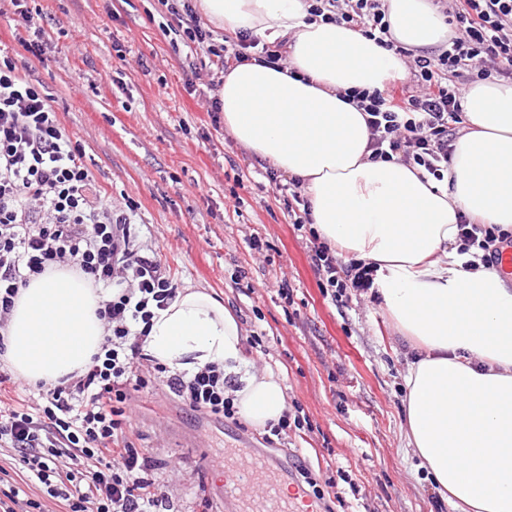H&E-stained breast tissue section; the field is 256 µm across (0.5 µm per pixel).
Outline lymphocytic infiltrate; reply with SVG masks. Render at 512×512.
<instances>
[{
	"label": "lymphocytic infiltrate",
	"mask_w": 512,
	"mask_h": 512,
	"mask_svg": "<svg viewBox=\"0 0 512 512\" xmlns=\"http://www.w3.org/2000/svg\"><path fill=\"white\" fill-rule=\"evenodd\" d=\"M435 2L456 30L447 47L408 55L405 81L372 92L350 90L344 99L365 114L373 159L424 167L440 182L462 122L465 84L512 81V0ZM168 11L172 44L205 53L217 69L252 60L276 67L287 60L282 40L239 32L215 43L192 0H173ZM308 13L380 42L389 32L382 0H309ZM82 157L49 95L0 56V329L20 288L49 269L80 271L109 295L98 312L104 340L82 372L0 400V447L14 450L27 478L65 502L68 512H160L159 485L145 473L146 451L131 438L127 407L132 392L150 383L142 363L151 320L176 297L178 283L157 254L141 251L135 205L117 206L102 195ZM458 240L461 252L490 268L500 246L512 244V229L464 216ZM310 251L319 286L332 301L371 290V264L342 261L318 241ZM156 370L191 410L235 417L231 383L219 365L190 374L161 364ZM64 456L95 460L96 468L61 469Z\"/></svg>",
	"instance_id": "1"
}]
</instances>
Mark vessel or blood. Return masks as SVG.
I'll return each instance as SVG.
<instances>
[{"instance_id": "vessel-or-blood-1", "label": "vessel or blood", "mask_w": 512, "mask_h": 512, "mask_svg": "<svg viewBox=\"0 0 512 512\" xmlns=\"http://www.w3.org/2000/svg\"><path fill=\"white\" fill-rule=\"evenodd\" d=\"M224 473V491L234 499L238 512H294L282 485L270 476L261 460L256 458H220Z\"/></svg>"}]
</instances>
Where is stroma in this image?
<instances>
[{
  "instance_id": "1",
  "label": "stroma",
  "mask_w": 512,
  "mask_h": 512,
  "mask_svg": "<svg viewBox=\"0 0 512 512\" xmlns=\"http://www.w3.org/2000/svg\"><path fill=\"white\" fill-rule=\"evenodd\" d=\"M28 6L50 52L39 61L24 49L10 0H0V48L31 67L113 203L136 205L143 251H157L180 287L215 294L247 336L262 337L272 353L246 345L248 370L278 374L308 420L283 433L276 453L262 430L190 410L154 374L129 405L133 439L168 512H224L215 456L227 448L301 460L336 482L333 512H451L408 445L402 337L371 294L343 306L322 294L309 240L276 199L285 177L270 181L256 157L210 125L219 76L207 57L174 51L160 0Z\"/></svg>"
}]
</instances>
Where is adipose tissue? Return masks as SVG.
Returning <instances> with one entry per match:
<instances>
[{"label": "adipose tissue", "instance_id": "adipose-tissue-1", "mask_svg": "<svg viewBox=\"0 0 512 512\" xmlns=\"http://www.w3.org/2000/svg\"><path fill=\"white\" fill-rule=\"evenodd\" d=\"M306 0H198L213 27L286 39L278 70L256 62L224 76V126L259 160L298 179L310 219L338 255L376 268L373 289L408 346L407 438L455 512H512V288L494 269H466L457 224L512 226V82L467 85L444 181L423 167L374 161L364 114L342 92L383 89L406 59L346 25L309 19ZM389 38L420 54L454 29L433 0H384ZM105 297L69 269L20 289L0 359L22 380L82 371L104 338ZM145 349L174 371L210 364L237 377L251 425L278 422L281 379L245 368L237 319L187 288L156 311Z\"/></svg>", "mask_w": 512, "mask_h": 512}]
</instances>
